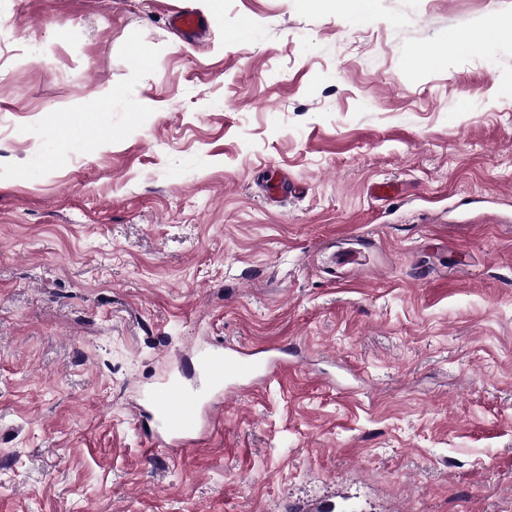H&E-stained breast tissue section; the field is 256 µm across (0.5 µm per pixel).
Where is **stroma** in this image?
Returning a JSON list of instances; mask_svg holds the SVG:
<instances>
[{
  "mask_svg": "<svg viewBox=\"0 0 512 512\" xmlns=\"http://www.w3.org/2000/svg\"><path fill=\"white\" fill-rule=\"evenodd\" d=\"M179 7L0 0V512H512V0ZM225 342L288 367L137 421ZM512 19L491 17L484 25L469 28L463 32L453 31L448 37L449 44L465 45L471 50H483L490 46L491 34L502 30L511 32ZM197 401V394L172 377L152 393L149 414L167 434L189 436L199 426Z\"/></svg>",
  "mask_w": 512,
  "mask_h": 512,
  "instance_id": "35a3bbf8",
  "label": "stroma"
}]
</instances>
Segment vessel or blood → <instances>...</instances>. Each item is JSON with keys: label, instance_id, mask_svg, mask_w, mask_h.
Here are the masks:
<instances>
[{"label": "vessel or blood", "instance_id": "obj_1", "mask_svg": "<svg viewBox=\"0 0 512 512\" xmlns=\"http://www.w3.org/2000/svg\"><path fill=\"white\" fill-rule=\"evenodd\" d=\"M199 366L212 388L220 390L229 384L237 391L267 381L285 368L273 354L259 357L229 342L214 348ZM197 401V394L172 377L152 393L150 416L167 434L188 436L199 426Z\"/></svg>", "mask_w": 512, "mask_h": 512}]
</instances>
